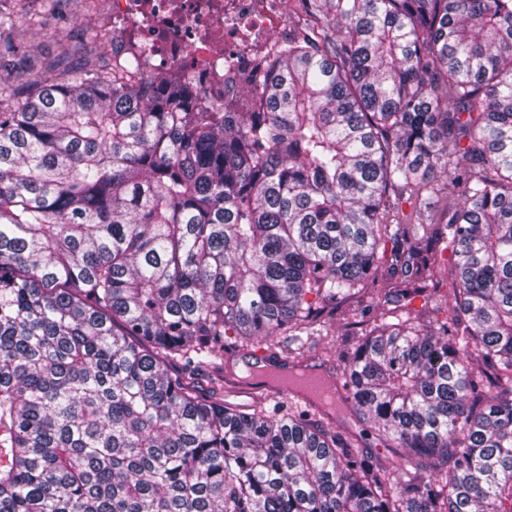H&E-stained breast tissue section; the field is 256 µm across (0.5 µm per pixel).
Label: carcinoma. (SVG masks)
I'll use <instances>...</instances> for the list:
<instances>
[{
	"mask_svg": "<svg viewBox=\"0 0 512 512\" xmlns=\"http://www.w3.org/2000/svg\"><path fill=\"white\" fill-rule=\"evenodd\" d=\"M57 2L0 0V512H512V0H304L222 104L100 30L74 51ZM448 183L408 237L394 190ZM382 274L342 378L404 463L222 402L224 352L302 358Z\"/></svg>",
	"mask_w": 512,
	"mask_h": 512,
	"instance_id": "1",
	"label": "carcinoma"
}]
</instances>
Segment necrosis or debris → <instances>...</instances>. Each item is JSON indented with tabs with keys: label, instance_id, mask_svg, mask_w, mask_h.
<instances>
[{
	"label": "necrosis or debris",
	"instance_id": "4bbe7bcc",
	"mask_svg": "<svg viewBox=\"0 0 512 512\" xmlns=\"http://www.w3.org/2000/svg\"><path fill=\"white\" fill-rule=\"evenodd\" d=\"M99 26L116 32L112 54L143 45L176 77L224 97V55L242 63L277 53L292 33L282 0H99Z\"/></svg>",
	"mask_w": 512,
	"mask_h": 512
}]
</instances>
